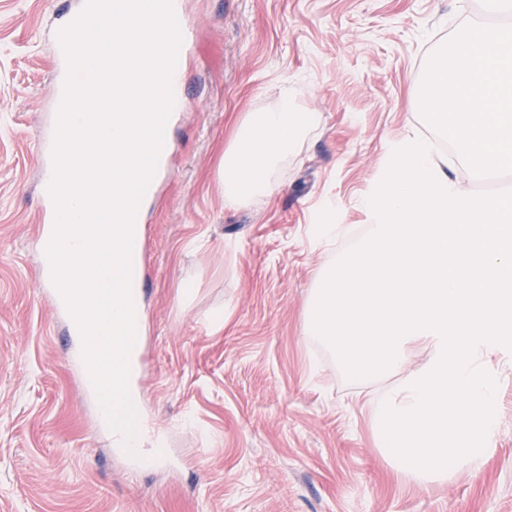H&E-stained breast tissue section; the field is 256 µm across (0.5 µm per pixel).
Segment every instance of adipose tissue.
Listing matches in <instances>:
<instances>
[{
    "label": "adipose tissue",
    "mask_w": 512,
    "mask_h": 512,
    "mask_svg": "<svg viewBox=\"0 0 512 512\" xmlns=\"http://www.w3.org/2000/svg\"><path fill=\"white\" fill-rule=\"evenodd\" d=\"M315 121L314 113L288 97L276 110L249 113L224 151L225 206L270 196L275 173Z\"/></svg>",
    "instance_id": "ef3b65f1"
}]
</instances>
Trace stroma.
Instances as JSON below:
<instances>
[{"label":"stroma","instance_id":"stroma-1","mask_svg":"<svg viewBox=\"0 0 512 512\" xmlns=\"http://www.w3.org/2000/svg\"><path fill=\"white\" fill-rule=\"evenodd\" d=\"M195 27L174 171L143 210L146 287L137 395L142 468L116 452L79 389L71 345L35 273L47 170L51 32L77 0H0V512H512V368L481 463L419 483L378 445L364 395L316 337L319 274L368 227L360 201L407 131H426L420 83L495 0H183ZM319 125L271 198L230 209L220 165L248 113L282 93Z\"/></svg>","mask_w":512,"mask_h":512}]
</instances>
